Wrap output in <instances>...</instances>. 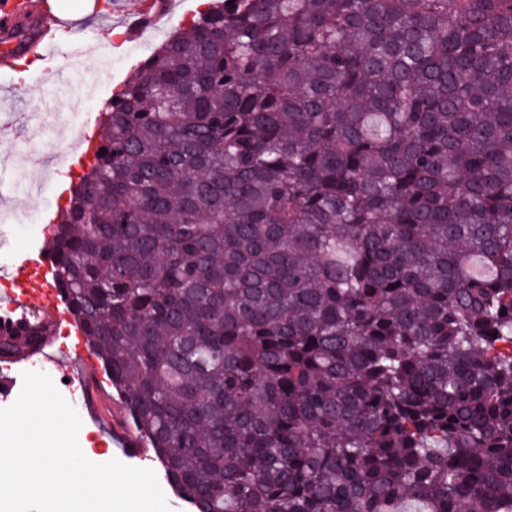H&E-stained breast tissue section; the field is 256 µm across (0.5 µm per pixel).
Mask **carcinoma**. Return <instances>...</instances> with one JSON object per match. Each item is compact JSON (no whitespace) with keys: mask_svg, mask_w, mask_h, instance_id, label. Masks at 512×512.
I'll return each instance as SVG.
<instances>
[{"mask_svg":"<svg viewBox=\"0 0 512 512\" xmlns=\"http://www.w3.org/2000/svg\"><path fill=\"white\" fill-rule=\"evenodd\" d=\"M101 116L56 288L193 512H512V0H210Z\"/></svg>","mask_w":512,"mask_h":512,"instance_id":"carcinoma-1","label":"carcinoma"}]
</instances>
